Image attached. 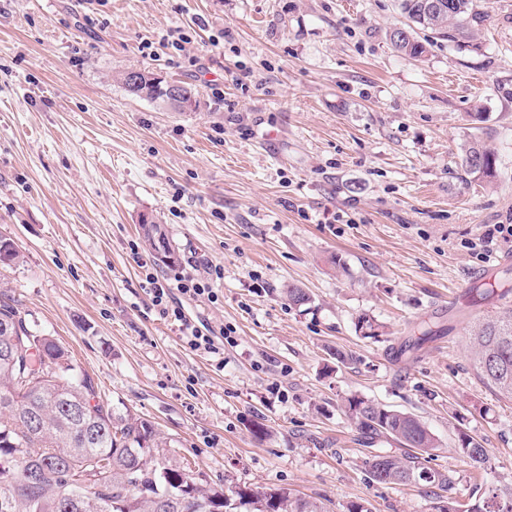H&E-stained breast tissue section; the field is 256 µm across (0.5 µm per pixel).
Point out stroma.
<instances>
[{
    "label": "stroma",
    "mask_w": 512,
    "mask_h": 512,
    "mask_svg": "<svg viewBox=\"0 0 512 512\" xmlns=\"http://www.w3.org/2000/svg\"><path fill=\"white\" fill-rule=\"evenodd\" d=\"M394 3L0 0V235L21 254L0 281L196 480L429 512L424 486L368 481L341 411L360 394L429 426L453 497L512 484V399L469 352L471 325L512 307V238L484 240L512 225V0H480L469 46L419 60L387 38ZM128 69L193 88L195 107L129 94ZM472 137L496 154L491 180L459 178ZM144 215L175 265L145 247ZM214 270L217 301L171 303L235 328L216 354L189 348L145 282ZM363 316L384 335L363 337ZM461 430L490 468L456 452Z\"/></svg>",
    "instance_id": "stroma-1"
}]
</instances>
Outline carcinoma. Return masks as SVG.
Here are the masks:
<instances>
[{"mask_svg":"<svg viewBox=\"0 0 512 512\" xmlns=\"http://www.w3.org/2000/svg\"><path fill=\"white\" fill-rule=\"evenodd\" d=\"M430 2L396 0L406 22L390 31L389 40L411 59L424 57L430 46L419 32L460 45L483 21L476 0H450L451 11L438 14ZM133 77L129 69L118 82L140 99L179 109L170 84L144 70L140 84ZM495 164L484 142L464 147V173L490 177ZM141 224L147 249L174 264L177 254L161 225ZM19 261L15 242L0 236V270ZM470 345L483 380L512 398V309L477 323ZM343 413L365 440L398 445L365 459L369 481L428 486L430 512H512V487H496L469 504L445 495L452 479L422 463L439 445L418 416L356 395L344 400ZM166 447L150 423L105 406L97 383L77 370L68 351L35 330L15 301L0 293V512H327L322 502L286 488L226 491L203 484L172 464ZM456 449L474 467L490 466L488 449L469 433L457 432Z\"/></svg>","mask_w":512,"mask_h":512,"instance_id":"obj_1","label":"carcinoma"}]
</instances>
